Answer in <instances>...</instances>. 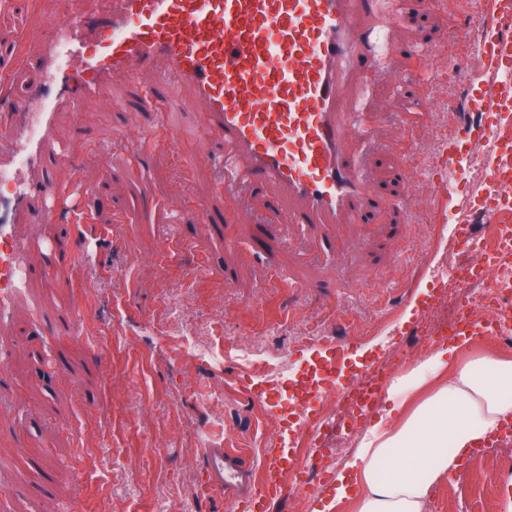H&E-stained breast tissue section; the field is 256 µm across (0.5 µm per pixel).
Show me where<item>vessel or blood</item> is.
I'll list each match as a JSON object with an SVG mask.
<instances>
[{
	"mask_svg": "<svg viewBox=\"0 0 512 512\" xmlns=\"http://www.w3.org/2000/svg\"><path fill=\"white\" fill-rule=\"evenodd\" d=\"M91 2L108 18L110 34L88 28ZM409 8L410 0H389L385 9L379 0H72L70 10L52 17L37 47L51 90L35 104L10 96L0 106V184L15 187L9 214L0 218V398L9 393L14 347L4 337L15 306L25 303L34 326H42V302L29 295L30 283L51 282L88 258L85 248L58 242L45 264L32 266L28 241L16 233L35 201L64 193L51 179L27 177L59 150V112L85 108L116 74L133 87L132 96L117 105L122 112L157 117L189 90L203 107L200 143L223 148L218 169L225 191L241 194L270 184L289 199L279 208L281 223L356 224L374 198L350 143L369 138L371 129L367 113L342 110L346 79L357 71L373 83L400 49L358 28L354 14L383 13L389 27ZM511 20L512 0H487L481 62L468 73L476 89L468 109L481 120L460 125L439 162L442 173L458 176L466 164H479L485 183L479 209L486 222L497 224L512 222V169L502 162L512 153V137L502 133V121L512 113V40L496 32ZM451 242L458 249L478 242L468 207L456 212ZM54 330L88 339L78 310L62 313ZM499 333L498 320L473 319L463 304L435 338ZM386 383L385 373L370 374L358 418L375 407ZM202 458L203 489L223 493L237 512H268L272 501L304 497L313 466L308 453L268 448L258 473L242 451L218 442Z\"/></svg>",
	"mask_w": 512,
	"mask_h": 512,
	"instance_id": "vessel-or-blood-1",
	"label": "vessel or blood"
}]
</instances>
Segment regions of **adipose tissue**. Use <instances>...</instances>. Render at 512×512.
<instances>
[{
  "mask_svg": "<svg viewBox=\"0 0 512 512\" xmlns=\"http://www.w3.org/2000/svg\"><path fill=\"white\" fill-rule=\"evenodd\" d=\"M462 339L393 381L395 415L366 433L313 512H425L441 477L512 420V357L464 356Z\"/></svg>",
  "mask_w": 512,
  "mask_h": 512,
  "instance_id": "adipose-tissue-1",
  "label": "adipose tissue"
}]
</instances>
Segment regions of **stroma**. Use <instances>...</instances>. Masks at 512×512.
Listing matches in <instances>:
<instances>
[{
	"instance_id": "35a3bbf8",
	"label": "stroma",
	"mask_w": 512,
	"mask_h": 512,
	"mask_svg": "<svg viewBox=\"0 0 512 512\" xmlns=\"http://www.w3.org/2000/svg\"><path fill=\"white\" fill-rule=\"evenodd\" d=\"M448 2L454 24L415 6L388 32L403 47L425 45L429 58H396L369 89L355 79L345 89V100H363L371 115V139L354 150L383 200L362 224H277L276 243L258 249L256 222L277 223L267 202L282 193H225L198 142L199 112L174 110L185 166L171 162L164 141L148 148L135 132L113 138L128 120L115 108L131 94L124 78L81 112L59 113V142L80 135L85 144L48 169L64 185L80 168L90 193L78 206L93 221L83 234L94 258L31 291L50 315L81 307L104 353L96 362L86 344L36 331L18 307L14 412L0 417V462L13 482L7 512H233L222 493L199 490L209 440L303 447L294 396L337 342L348 349L331 361L336 391L371 368L393 377L432 353L424 319L451 310L438 276L468 258L449 243L452 214L473 203L482 179L468 169L442 195L432 183L469 93L448 71L474 63L482 26L467 0ZM67 6L47 0L45 13L0 23V38L31 45ZM403 72L412 76L409 99L428 109L419 126L402 121L395 83ZM208 211L242 217L219 235L204 221ZM48 353L63 357L67 372L49 366ZM427 512H512V441L462 460Z\"/></svg>"
}]
</instances>
